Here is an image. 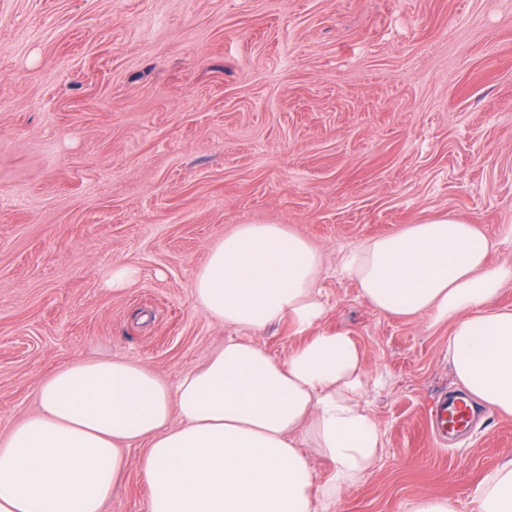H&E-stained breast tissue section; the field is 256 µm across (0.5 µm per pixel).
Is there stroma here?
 <instances>
[{
	"label": "stroma",
	"instance_id": "35a3bbf8",
	"mask_svg": "<svg viewBox=\"0 0 512 512\" xmlns=\"http://www.w3.org/2000/svg\"><path fill=\"white\" fill-rule=\"evenodd\" d=\"M441 215L512 262V0H0V436L77 361L176 385L235 334L194 303L210 246L283 224L325 255L324 326L363 352L383 434L333 512H469L512 415L475 404L437 446L450 325L387 316L336 271ZM118 263L139 275L115 291ZM143 452L102 512H148ZM408 512H456V509L448 499L424 495L414 501Z\"/></svg>",
	"mask_w": 512,
	"mask_h": 512
}]
</instances>
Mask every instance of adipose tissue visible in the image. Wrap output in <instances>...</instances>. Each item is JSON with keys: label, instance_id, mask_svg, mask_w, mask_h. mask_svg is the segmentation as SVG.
I'll use <instances>...</instances> for the list:
<instances>
[{"label": "adipose tissue", "instance_id": "1", "mask_svg": "<svg viewBox=\"0 0 512 512\" xmlns=\"http://www.w3.org/2000/svg\"><path fill=\"white\" fill-rule=\"evenodd\" d=\"M475 225L440 216L361 242L341 275L398 319L451 325L458 383L512 414V308L495 303L512 264L492 263ZM323 256L283 224H240L209 250L195 300L234 327L199 370L168 386L126 359L72 363L39 388L38 413L0 439V512H102L122 447L145 446L148 512H332L383 446L361 403L365 358L345 331H318ZM290 322L304 341L279 360L252 332ZM333 464L317 481L307 442ZM471 512H512V460L481 482Z\"/></svg>", "mask_w": 512, "mask_h": 512}]
</instances>
